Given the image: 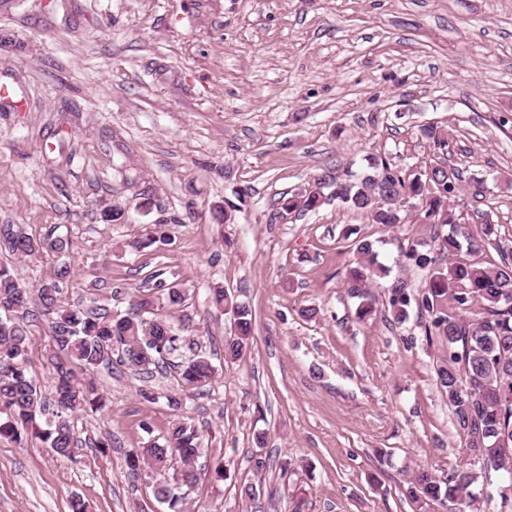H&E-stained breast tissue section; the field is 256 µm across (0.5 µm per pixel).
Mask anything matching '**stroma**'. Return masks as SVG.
Masks as SVG:
<instances>
[{
	"instance_id": "1",
	"label": "stroma",
	"mask_w": 512,
	"mask_h": 512,
	"mask_svg": "<svg viewBox=\"0 0 512 512\" xmlns=\"http://www.w3.org/2000/svg\"><path fill=\"white\" fill-rule=\"evenodd\" d=\"M1 87L0 224L66 248L0 250V262L32 285L69 264L72 306L108 296L126 310L155 276L186 290L174 316L217 370L186 401L205 445L194 512H246V480L273 490L264 512H288L299 489L305 512H449L406 494L418 468L443 479L472 457L436 384L444 348L415 313L395 326L357 320L342 285L363 239L391 269L377 302L394 277L419 283L394 260L420 225L387 228L334 203L279 207L371 153L429 159L416 134L433 122L452 126L466 176L501 182L488 214L512 249V0H0ZM112 204L126 223L103 221ZM159 228L166 243L130 249ZM216 283L255 322L233 362L232 320L207 304ZM308 306L315 320L299 317ZM28 328L29 370L51 389L48 325ZM94 378L108 402L74 414V459L34 437L0 442V512H70L75 497L88 512L153 503L125 455L146 441L144 422L164 424L163 405L141 399L132 374ZM105 434L110 448L86 447ZM218 459L231 479H213Z\"/></svg>"
}]
</instances>
